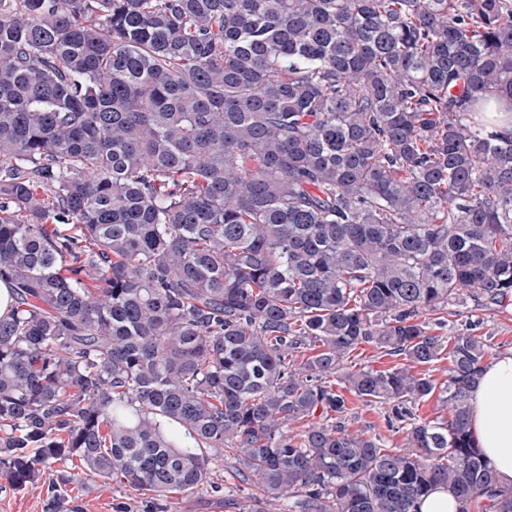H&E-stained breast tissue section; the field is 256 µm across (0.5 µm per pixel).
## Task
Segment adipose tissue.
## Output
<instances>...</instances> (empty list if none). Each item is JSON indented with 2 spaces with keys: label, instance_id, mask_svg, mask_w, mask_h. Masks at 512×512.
Listing matches in <instances>:
<instances>
[{
  "label": "adipose tissue",
  "instance_id": "1",
  "mask_svg": "<svg viewBox=\"0 0 512 512\" xmlns=\"http://www.w3.org/2000/svg\"><path fill=\"white\" fill-rule=\"evenodd\" d=\"M470 430L499 485L512 486V351L485 364L470 388Z\"/></svg>",
  "mask_w": 512,
  "mask_h": 512
}]
</instances>
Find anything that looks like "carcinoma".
<instances>
[{"mask_svg": "<svg viewBox=\"0 0 512 512\" xmlns=\"http://www.w3.org/2000/svg\"><path fill=\"white\" fill-rule=\"evenodd\" d=\"M492 112L512 0H0V480L167 501L230 453L258 493L224 512H512L469 429L488 345L424 318L512 298ZM362 343L406 363L341 372ZM339 373L405 447L310 421ZM458 509V501L445 487L433 490L424 498L419 507L421 512H457Z\"/></svg>", "mask_w": 512, "mask_h": 512, "instance_id": "obj_1", "label": "carcinoma"}]
</instances>
